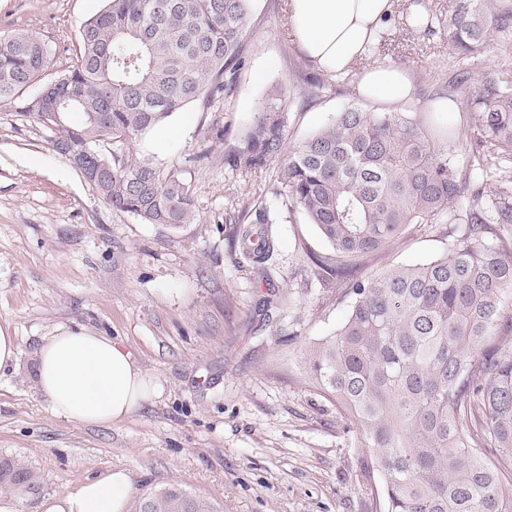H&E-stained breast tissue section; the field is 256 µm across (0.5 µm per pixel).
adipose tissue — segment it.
Wrapping results in <instances>:
<instances>
[{"mask_svg":"<svg viewBox=\"0 0 512 512\" xmlns=\"http://www.w3.org/2000/svg\"><path fill=\"white\" fill-rule=\"evenodd\" d=\"M389 0H289V17L302 51L321 69L344 71L367 52L382 29ZM412 84L388 64L366 67L358 92L366 99L401 103ZM37 384L51 411L79 424L127 419L158 390L111 337L64 330L45 337L37 352ZM133 494L128 473L114 469L76 489L46 498L44 512H127Z\"/></svg>","mask_w":512,"mask_h":512,"instance_id":"1","label":"adipose tissue"}]
</instances>
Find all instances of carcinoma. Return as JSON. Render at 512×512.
Instances as JSON below:
<instances>
[{
  "label": "carcinoma",
  "instance_id": "obj_1",
  "mask_svg": "<svg viewBox=\"0 0 512 512\" xmlns=\"http://www.w3.org/2000/svg\"><path fill=\"white\" fill-rule=\"evenodd\" d=\"M250 0H106L79 32L70 69L49 82L81 106L66 122L76 151L108 139L130 144L201 102L231 99L246 67ZM410 26L428 32L438 16L418 12ZM512 23V6L457 0L448 34L461 55ZM44 42L24 31L0 36V101L18 100L48 63ZM470 108L485 131L482 147L512 163V75L492 81ZM111 113L110 130L92 114ZM288 100L279 88L260 102L224 164L248 174L278 163L270 193L301 210L333 253L318 270L345 276L352 298L344 323L304 353L318 390L356 426L370 449L363 468L381 478L382 512H512V348L492 340L512 294V249L490 240L491 224L512 223L509 189H487L480 157L459 167L448 131L428 112H366L350 107L294 148L287 144ZM93 188L117 210L147 224H193L191 185L182 169L162 171L146 158L112 155ZM478 185L467 197L461 187ZM239 225L245 255L266 262L274 240L263 225ZM415 224H457L446 254L393 265L367 278L346 265L384 250ZM31 467L0 460V492L42 490ZM129 512H220L217 503L170 483L136 497Z\"/></svg>",
  "mask_w": 512,
  "mask_h": 512
}]
</instances>
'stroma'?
Here are the masks:
<instances>
[{
	"label": "stroma",
	"instance_id": "35a3bbf8",
	"mask_svg": "<svg viewBox=\"0 0 512 512\" xmlns=\"http://www.w3.org/2000/svg\"><path fill=\"white\" fill-rule=\"evenodd\" d=\"M104 0H0V35L24 30L51 50L50 81L73 63L82 24ZM413 0H394L389 50L371 61L403 68L410 100L363 99L357 75L333 79L319 94L307 78L320 70L287 22V0H251L248 64L233 111L188 105L133 144L100 142L104 155L150 159L184 170L199 217L172 227L147 224L109 206L51 145L52 133L18 103L0 102V327L17 338L14 365L0 370V459L41 474L39 496L16 512H42L44 497L121 467L135 492L179 482L223 512H380L378 475H364L369 451L355 425L320 393L303 362L311 345L343 323L350 298L314 257L332 251L299 210L270 194L274 176L229 169L224 152L250 124L274 86L290 99L288 143L297 145L351 105L370 112H425L439 93L454 105L439 114L453 129L459 162L481 140L468 100L512 72V27L471 56L447 30L405 26ZM466 69L464 87L448 78ZM228 127L214 140L216 127ZM266 204L274 222L272 258L242 257L226 214L252 221ZM441 227H415L381 253L358 261L371 275L442 254ZM112 337L161 385L131 416L112 425L74 424L52 413L37 387L36 354L61 330Z\"/></svg>",
	"mask_w": 512,
	"mask_h": 512
}]
</instances>
